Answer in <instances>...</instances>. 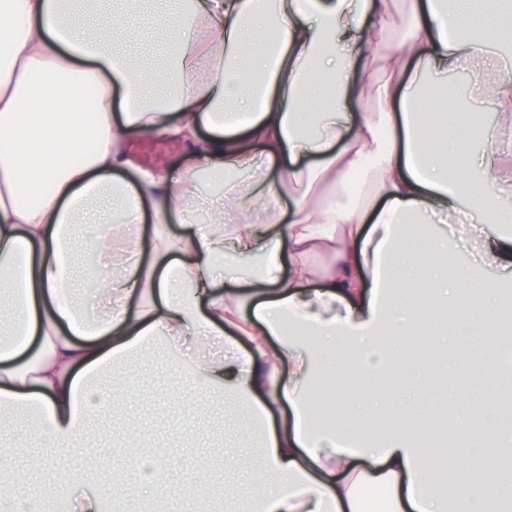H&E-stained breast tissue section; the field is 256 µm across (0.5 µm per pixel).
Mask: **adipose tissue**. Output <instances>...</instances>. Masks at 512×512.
I'll use <instances>...</instances> for the list:
<instances>
[{
  "label": "adipose tissue",
  "instance_id": "1",
  "mask_svg": "<svg viewBox=\"0 0 512 512\" xmlns=\"http://www.w3.org/2000/svg\"><path fill=\"white\" fill-rule=\"evenodd\" d=\"M167 2L134 15L130 0H0V316L17 326L0 344V408L33 410L29 435L46 447H84L109 371L160 344L204 393L244 409L232 426L259 430L265 492L228 491L225 512H364L369 490L385 512H445L425 492L440 465L465 476L457 512H512V471L474 476L471 455H427L412 408L370 437L350 415L322 422L313 404L330 353H355L354 375L373 389L384 337L414 329L392 288L410 275L414 232L434 248L473 237V269L424 276L474 299L450 336L483 355L512 278L501 26L466 22L445 0H408L403 14L395 0ZM466 66L473 99L494 108L489 148L473 155L442 131L455 111L437 125L429 114L435 79ZM376 67L389 77L373 85ZM148 131L186 145L177 167L131 158ZM205 176L221 190L197 224ZM77 241L94 267L77 264ZM80 278L95 280V303L77 295ZM448 405L479 413L480 446L512 447L495 392H452ZM128 465L121 491L207 495L198 478L159 483L160 459Z\"/></svg>",
  "mask_w": 512,
  "mask_h": 512
}]
</instances>
